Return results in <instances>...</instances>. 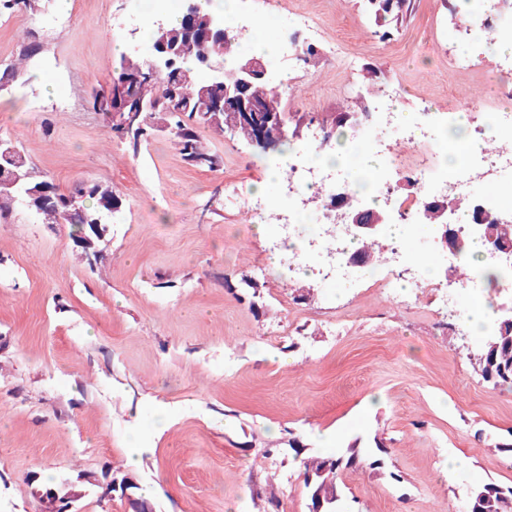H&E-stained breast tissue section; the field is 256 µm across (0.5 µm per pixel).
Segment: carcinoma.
<instances>
[{"instance_id":"obj_1","label":"carcinoma","mask_w":512,"mask_h":512,"mask_svg":"<svg viewBox=\"0 0 512 512\" xmlns=\"http://www.w3.org/2000/svg\"><path fill=\"white\" fill-rule=\"evenodd\" d=\"M213 0H206L204 12L196 19L198 32L188 37L184 19L175 22L164 21V26L151 22L150 43H189L188 54L178 63V68L186 71L188 65L198 62V59L208 57L239 63L247 59L241 52V41L244 33L225 30L221 40H209L201 34L207 26V19L217 14L212 7ZM410 5L409 0H367V7L374 17L378 34L385 38L392 34L394 24L403 19ZM147 60L135 53H129L120 58L114 80L122 81L140 77L137 84L138 98L149 104L158 98L165 99L167 111L161 115L157 112H145L141 125L127 132L121 127L113 128L115 134L125 141L129 150L138 153L143 141L155 129V122L162 120L166 123L170 134L184 161L198 168L214 169L220 165L218 154L202 145L196 133V127L207 126L218 135L229 129L224 112H203L201 91L202 81L192 79L178 82L175 75L167 73L152 77L148 75ZM251 98L262 105L268 100L279 96V92L269 81H257L250 90ZM60 204L56 207L34 208L35 214L43 224H65V211L71 209V200H77L79 212L74 217V224H110L112 223V202L118 200L116 190L109 183L86 181L79 184L73 192L66 195L56 193ZM14 189L0 183V217H7L18 203L13 201ZM475 373L487 384L497 388H512V324L497 321L494 330L482 341L473 354ZM349 455L314 456L303 462L304 484L315 492L323 485H337L339 471L358 461L365 462L369 467L381 465L380 455L386 449L376 446V449L364 452L359 456V450L351 445L347 448ZM471 506L475 512H512V486H502L494 482L483 483L475 488L470 497Z\"/></svg>"}]
</instances>
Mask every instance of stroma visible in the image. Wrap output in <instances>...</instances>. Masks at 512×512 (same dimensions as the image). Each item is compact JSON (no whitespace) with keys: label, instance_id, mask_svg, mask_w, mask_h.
<instances>
[{"label":"stroma","instance_id":"obj_1","mask_svg":"<svg viewBox=\"0 0 512 512\" xmlns=\"http://www.w3.org/2000/svg\"><path fill=\"white\" fill-rule=\"evenodd\" d=\"M316 54L272 70L301 128L314 114L484 109L512 70L498 67L471 0H410L391 39L375 34L366 0H255ZM130 0H41L0 13V69L40 51L0 91V137L69 193L112 184V223L85 245L66 224L15 208L0 223V512H39L69 484L74 512H126L110 477L129 476L153 512H309L303 459L352 442L385 449L379 469H343L352 512H465L481 482L512 484V391L474 372L460 316L431 284L475 276L413 255L425 285L390 279L347 287L270 251L269 226L247 205L268 200L286 171L280 150L197 133L222 158L188 165L166 127L131 154L90 99L108 88L132 34ZM485 53L453 64L475 44ZM45 82L34 81V72ZM245 196L230 206L229 192ZM139 450L140 464L127 463Z\"/></svg>","mask_w":512,"mask_h":512}]
</instances>
